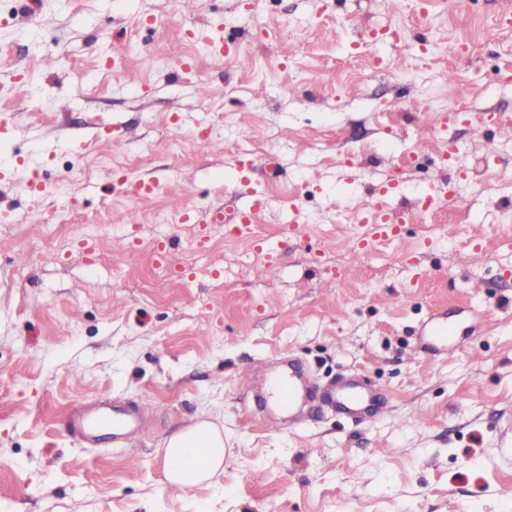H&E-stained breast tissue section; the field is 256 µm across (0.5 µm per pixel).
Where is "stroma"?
<instances>
[{
    "label": "stroma",
    "mask_w": 512,
    "mask_h": 512,
    "mask_svg": "<svg viewBox=\"0 0 512 512\" xmlns=\"http://www.w3.org/2000/svg\"><path fill=\"white\" fill-rule=\"evenodd\" d=\"M510 19L512 0H18L0 16V512H512ZM360 24L398 36L364 51ZM228 33L238 55L216 60L205 39ZM433 96L463 109L438 132ZM250 142L267 146L256 223L279 263L220 224L190 259L196 227L169 198L205 217L246 206L229 162ZM431 171L460 195L420 216ZM65 188L94 253L36 220ZM374 200L404 225L359 256L349 233ZM443 321L453 340L431 337ZM288 359L319 384L360 375L388 412L267 429L265 381ZM145 404L119 441L72 428ZM201 415L224 430V472L172 487L163 442Z\"/></svg>",
    "instance_id": "obj_1"
}]
</instances>
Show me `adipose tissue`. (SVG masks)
<instances>
[{
  "label": "adipose tissue",
  "mask_w": 512,
  "mask_h": 512,
  "mask_svg": "<svg viewBox=\"0 0 512 512\" xmlns=\"http://www.w3.org/2000/svg\"><path fill=\"white\" fill-rule=\"evenodd\" d=\"M162 452L167 483L192 488L222 470L224 435L211 421L200 420L167 438Z\"/></svg>",
  "instance_id": "obj_1"
}]
</instances>
